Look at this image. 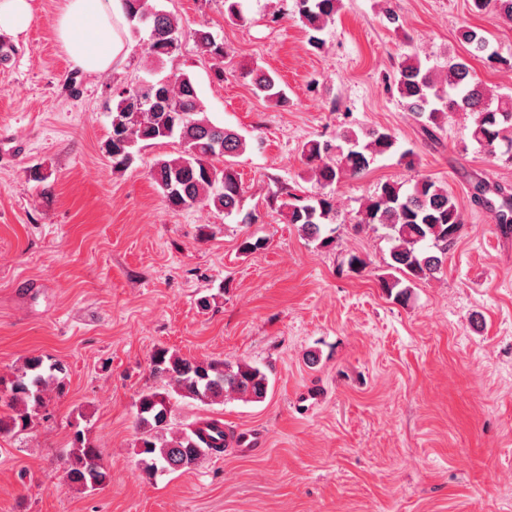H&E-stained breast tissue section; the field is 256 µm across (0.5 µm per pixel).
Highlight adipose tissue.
<instances>
[{
  "instance_id": "adipose-tissue-1",
  "label": "adipose tissue",
  "mask_w": 512,
  "mask_h": 512,
  "mask_svg": "<svg viewBox=\"0 0 512 512\" xmlns=\"http://www.w3.org/2000/svg\"><path fill=\"white\" fill-rule=\"evenodd\" d=\"M55 30L71 62L89 73L107 72L129 53L120 0H64Z\"/></svg>"
}]
</instances>
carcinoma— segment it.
<instances>
[{
  "label": "carcinoma",
  "mask_w": 512,
  "mask_h": 512,
  "mask_svg": "<svg viewBox=\"0 0 512 512\" xmlns=\"http://www.w3.org/2000/svg\"><path fill=\"white\" fill-rule=\"evenodd\" d=\"M288 1L309 45L320 48V33L335 19L341 0H283ZM472 2L475 10L493 19L512 22V0ZM121 4L133 30L144 27L148 31L144 52L152 67L146 69L149 85L138 82L117 91L108 107L111 134L105 151L112 158V169L127 170L142 148L154 141L175 140L180 145L178 153L157 159L149 170L167 206L179 210L205 202L227 216L239 212L243 186L234 158L251 143L210 118L191 76L155 77L153 65L180 51L183 32L178 20L151 0H121ZM221 7L224 19L247 22L244 0H221ZM190 36L200 55L212 62L215 76L224 79V44L217 42L204 24ZM457 38L467 46L470 57L493 68L512 70V58L493 50L482 30L462 26ZM245 77L256 94L277 105L288 102L268 71L252 68ZM390 89L397 92L399 102L427 136L434 135L441 119L467 112L472 116L469 138L489 155L512 161V95L491 96L468 60L449 59L439 75L423 65L419 54H408L398 62ZM396 143L393 132L377 128L365 132L346 128L334 142L312 139L304 143V163L322 192L313 197L285 192L280 209L288 223L312 241L330 243L334 232L330 225L335 223L337 211L328 190L344 178L363 175L377 157L393 152ZM473 189L474 202L493 212L502 231L511 232L512 193L484 180L477 181ZM463 224V214L448 190L431 178H421L407 188L396 181L380 183L358 219V226L381 230L391 242L390 272L379 276V288L397 302H407L416 282L441 272ZM151 364L164 391H144L135 403L139 464L148 477L190 469L204 456L224 451V426L217 420L181 429L171 427L172 399L188 398L203 405L220 404L227 398L261 402L270 384L268 375L250 364L233 365L221 359L199 362L164 348L154 351ZM65 372L60 362L47 365L42 357L31 356L13 379L0 377V402L9 410L0 416V433L27 428L44 405L48 387H62L60 375ZM67 476L71 484L92 491L110 481L101 450L85 442L80 432L67 456Z\"/></svg>",
  "instance_id": "carcinoma-1"
}]
</instances>
